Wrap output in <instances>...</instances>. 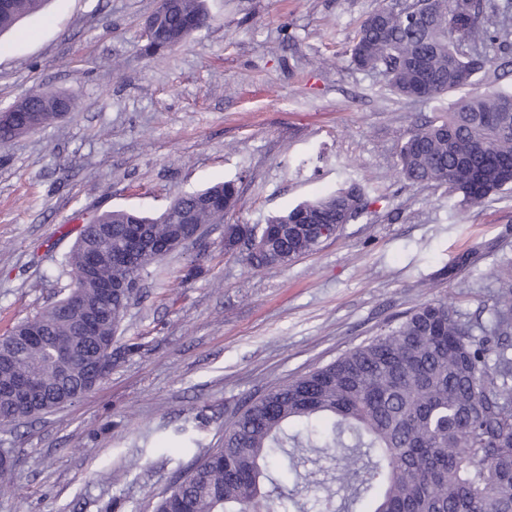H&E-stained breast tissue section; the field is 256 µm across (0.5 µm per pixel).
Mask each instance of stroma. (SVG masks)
<instances>
[{"label": "stroma", "mask_w": 512, "mask_h": 512, "mask_svg": "<svg viewBox=\"0 0 512 512\" xmlns=\"http://www.w3.org/2000/svg\"><path fill=\"white\" fill-rule=\"evenodd\" d=\"M204 4L209 26L153 55L157 0H49L0 36V110L39 86L76 102L0 144V337L69 292L64 257L93 214L156 216L216 182L240 190L224 224L143 277L96 390L0 425L16 462L0 512H153L246 401L423 301L487 315L512 260V192L460 207L446 185L398 175L399 133L454 98L405 100L350 65L380 0ZM353 183L367 208L318 251L255 269L225 249V224L261 226Z\"/></svg>", "instance_id": "35a3bbf8"}]
</instances>
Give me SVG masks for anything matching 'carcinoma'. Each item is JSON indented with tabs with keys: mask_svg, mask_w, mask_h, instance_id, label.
Here are the masks:
<instances>
[{
	"mask_svg": "<svg viewBox=\"0 0 512 512\" xmlns=\"http://www.w3.org/2000/svg\"><path fill=\"white\" fill-rule=\"evenodd\" d=\"M47 0H0V34L41 11ZM209 24L203 0H175L150 47L179 45ZM512 51V0H418L411 16L387 0L360 24L348 50L357 69L382 75L394 94L429 101L457 99L445 119L407 132L398 173L411 184L441 183L468 208L512 191V85L495 60ZM71 99L49 89L25 96L22 111L41 128L72 110ZM234 182H217L173 201L190 215L183 224L128 210L105 211L83 226L64 265L74 288L48 309L0 338V424L56 409L55 383H67L71 402L88 396L84 376L92 359L110 362L112 341L131 297L106 295L99 279L136 283L162 257L149 251L137 265L104 264L85 274L86 253L122 249L142 229L150 239L180 231L197 237L203 224H224V209L202 205ZM366 206L352 185L298 204L258 228L225 224L224 247L244 232L254 268L283 267L320 249L323 224H291L305 212L341 226ZM97 321L80 336L83 307ZM40 325V340L21 338L25 324ZM69 351L61 358L56 352ZM19 377L43 383L30 408L19 407L5 386ZM343 452L348 501L359 512H512V272L498 278L487 319L472 318L442 299L426 300L396 325L333 362L278 385L224 422L223 447L194 458L157 501L154 512H294L307 503L286 495L268 460L289 458L295 484L314 489L315 512H336V494L320 489L316 472L299 470L296 452Z\"/></svg>",
	"mask_w": 512,
	"mask_h": 512,
	"instance_id": "obj_1",
	"label": "carcinoma"
}]
</instances>
